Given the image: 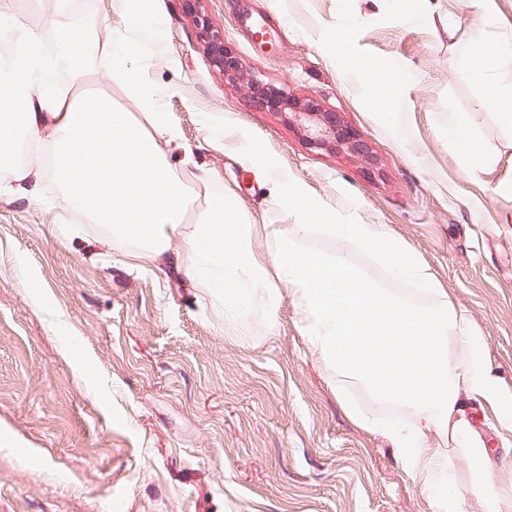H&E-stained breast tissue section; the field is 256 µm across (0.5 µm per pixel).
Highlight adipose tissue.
I'll return each instance as SVG.
<instances>
[{"instance_id": "1", "label": "adipose tissue", "mask_w": 512, "mask_h": 512, "mask_svg": "<svg viewBox=\"0 0 512 512\" xmlns=\"http://www.w3.org/2000/svg\"><path fill=\"white\" fill-rule=\"evenodd\" d=\"M93 28L87 20L56 28L52 57L41 31H24L23 50L0 66V169L20 173V138L41 143L43 172L61 185L64 208L105 225L114 241L156 256L178 243L185 274L223 298L225 323L252 304L275 310L289 295L310 345L341 383L361 382L379 399L413 411L410 420L379 426L352 404V418L378 426L414 481L432 493L437 512H464L443 483L448 456L430 440L440 430L462 434L461 394L507 400L484 366L483 340L468 318L449 307L446 293L386 225L339 222L278 165L262 166L261 175L297 222L265 225L267 257L252 249V227L232 198L213 197L194 209L190 188L168 162L179 135L156 92L138 78L141 50L127 36L101 38ZM100 64L126 87L137 113L117 107L107 93L87 91ZM60 67L67 72L62 85L50 79ZM316 236L372 254L434 305L417 307L382 288L373 270L354 266L346 252L307 249ZM459 453L478 475L472 492L485 512H512V495L487 476L485 449L465 446Z\"/></svg>"}]
</instances>
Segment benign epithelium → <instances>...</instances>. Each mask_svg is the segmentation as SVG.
<instances>
[{"label":"benign epithelium","mask_w":512,"mask_h":512,"mask_svg":"<svg viewBox=\"0 0 512 512\" xmlns=\"http://www.w3.org/2000/svg\"><path fill=\"white\" fill-rule=\"evenodd\" d=\"M181 2L184 11L194 17L201 37L224 73V80L240 85L254 108L283 112L311 147L344 151L364 162L367 170L374 168L377 160L370 146L344 121L341 113L325 107L313 97L296 99L260 76L245 73L240 59L224 45V38L212 30L209 20L199 12V0Z\"/></svg>","instance_id":"benign-epithelium-1"}]
</instances>
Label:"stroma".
Here are the masks:
<instances>
[{"instance_id": "obj_1", "label": "stroma", "mask_w": 512, "mask_h": 512, "mask_svg": "<svg viewBox=\"0 0 512 512\" xmlns=\"http://www.w3.org/2000/svg\"><path fill=\"white\" fill-rule=\"evenodd\" d=\"M153 3L162 43L148 25L131 38L180 135L170 164L190 185L211 173L197 202L229 196L249 223H294L242 157L248 143L340 220L387 225L512 392V123L483 102L490 83L512 98V60L479 75L459 53L478 37L512 53V0H423V19L394 0H200L248 70L341 112L378 160L372 177L347 153L311 148L287 114L253 109L179 0ZM0 6L29 28L80 11L97 34L125 28L112 0ZM364 64L407 74L388 88L397 116L372 106ZM457 112L469 116L467 157L448 135ZM61 194L47 177L39 199L0 198V512H433L391 443L342 399L378 420L412 410L338 389L289 298L225 324L217 296L66 211ZM463 419L464 439L435 444L466 512H484L456 450L487 448L492 478L512 486V407L467 397Z\"/></svg>"}]
</instances>
